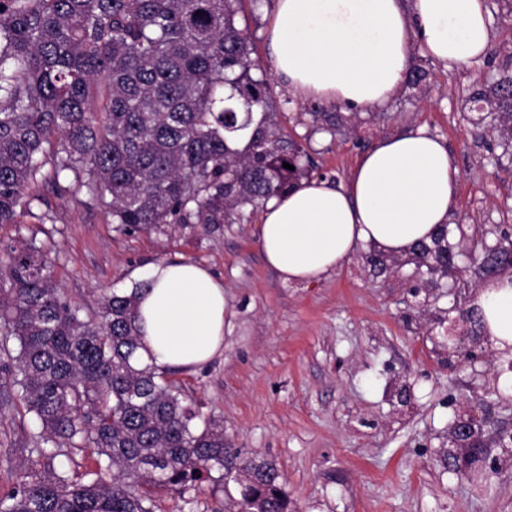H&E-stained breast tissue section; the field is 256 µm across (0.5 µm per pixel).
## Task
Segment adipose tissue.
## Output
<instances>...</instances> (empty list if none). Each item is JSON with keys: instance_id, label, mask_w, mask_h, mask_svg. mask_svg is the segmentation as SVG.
I'll return each mask as SVG.
<instances>
[{"instance_id": "ef3b65f1", "label": "adipose tissue", "mask_w": 512, "mask_h": 512, "mask_svg": "<svg viewBox=\"0 0 512 512\" xmlns=\"http://www.w3.org/2000/svg\"><path fill=\"white\" fill-rule=\"evenodd\" d=\"M420 44L454 70L490 45L484 0H276L266 57L296 94L363 108L387 102ZM459 171L447 146L424 128L380 139L342 183L302 181L262 209L256 236L283 281L310 283L364 246L403 256L428 243L458 206ZM137 293L138 357L195 367L224 352V283L191 262L149 267ZM487 333L512 347V274L481 290Z\"/></svg>"}]
</instances>
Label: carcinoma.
<instances>
[{"label":"carcinoma","mask_w":512,"mask_h":512,"mask_svg":"<svg viewBox=\"0 0 512 512\" xmlns=\"http://www.w3.org/2000/svg\"><path fill=\"white\" fill-rule=\"evenodd\" d=\"M241 0H0V224L32 211L52 170L125 231L205 233L247 220L314 168L278 132ZM512 138V76L471 97ZM294 166L289 170L283 163ZM447 233L417 245L424 260ZM136 292L70 305L36 236L0 249V407L17 392L40 431L0 512H156L165 491L241 487L237 512H293L276 465L243 457L185 404L170 370L134 361ZM90 452L96 470L56 459ZM112 473V481L102 472Z\"/></svg>","instance_id":"obj_1"}]
</instances>
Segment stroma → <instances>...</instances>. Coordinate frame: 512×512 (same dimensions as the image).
Masks as SVG:
<instances>
[{
    "mask_svg": "<svg viewBox=\"0 0 512 512\" xmlns=\"http://www.w3.org/2000/svg\"><path fill=\"white\" fill-rule=\"evenodd\" d=\"M485 3L491 41L481 62L450 72L413 45L399 92L368 111L304 100L278 81L265 58L274 0H244L238 17L256 47L252 75L270 83L276 122L326 178L345 180L379 139L419 126L448 145L459 170L448 242L462 269L512 236V153L491 132L494 114L470 102L512 73V0ZM317 112L335 115V125L319 128ZM32 191L53 222L25 215L19 225H0V246L36 235L71 304L127 291L133 272L160 261L195 262L223 279V354L171 378L187 402L223 420L242 456L277 464L298 512H512V447L496 441L512 432V364L474 336L472 362L451 367L440 352L476 278L463 271L432 290L414 263L381 273L361 247L317 281L288 283L264 261L258 214L213 234L184 224L125 232L85 191L60 192L48 180ZM471 405L484 420L485 463L496 469L484 491L463 475V452L448 444L449 426ZM238 494L237 485L222 493L205 481L165 496L161 510L223 512Z\"/></svg>",
    "mask_w": 512,
    "mask_h": 512,
    "instance_id": "stroma-1",
    "label": "stroma"
}]
</instances>
